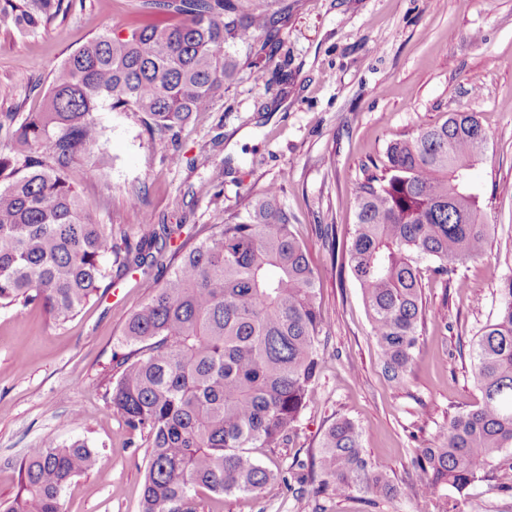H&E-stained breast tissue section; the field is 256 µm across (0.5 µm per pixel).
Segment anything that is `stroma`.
I'll list each match as a JSON object with an SVG mask.
<instances>
[{"instance_id":"1","label":"stroma","mask_w":512,"mask_h":512,"mask_svg":"<svg viewBox=\"0 0 512 512\" xmlns=\"http://www.w3.org/2000/svg\"><path fill=\"white\" fill-rule=\"evenodd\" d=\"M282 48L260 72L243 71L222 100L166 135L130 112H98L95 156L70 180L95 223L137 242L142 211L184 233L221 221L266 186L283 187L292 230L319 272L324 359L317 398L296 423L290 448H256L271 477L256 495L205 498L206 512H438L435 500L404 493L415 449L433 444L449 417L481 398L470 347L512 275V0H288ZM142 0H73L64 20L33 33L0 32V120L41 111L53 72L102 31L154 22ZM471 112L488 148L470 174L482 220L494 231L482 258L449 279L419 264L424 321L412 369L389 381L371 334L362 291L339 271L319 236L348 232L367 168L388 143L452 112ZM180 152L181 166L169 156ZM220 179H212L213 170ZM139 193L140 208L128 197ZM139 270L110 267L98 298L55 324L38 305L0 309V500L19 488L17 464L40 442L86 441L97 468L61 495L64 512H139L149 451L130 445L102 397L114 358L128 353L127 318L146 301ZM351 418L366 457L387 470L399 495L371 506L362 493L333 498L318 481L298 498L286 483L293 461L311 463L322 436ZM460 504L461 512H512V449Z\"/></svg>"}]
</instances>
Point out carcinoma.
<instances>
[{
    "instance_id": "1",
    "label": "carcinoma",
    "mask_w": 512,
    "mask_h": 512,
    "mask_svg": "<svg viewBox=\"0 0 512 512\" xmlns=\"http://www.w3.org/2000/svg\"><path fill=\"white\" fill-rule=\"evenodd\" d=\"M180 18L126 35L105 31L68 56L51 80L46 110L8 130L0 151V308L41 305L56 323L79 314L106 277L105 257L125 269L175 261L168 277L127 320L132 350L104 379L103 398L132 437L150 448L140 512H199L197 493L255 494L270 472L252 448H290L293 423L315 397L322 352L319 277L294 235L273 184L193 245L170 248L178 224L117 242L96 224L69 181L71 165L100 142L101 107L134 112L159 133L224 97L243 67L281 45L285 0H143ZM72 0H0V30L29 33L66 15ZM249 48L240 58L237 49ZM488 135L470 112H452L392 140L359 186L355 223L340 245L320 225L333 259L362 289L383 369L405 381L423 318L419 262L444 277L485 252L491 225L469 170ZM481 393L411 460V495L459 512L458 501L512 448V276L495 318L472 345ZM87 442L42 443L19 464L15 497L0 512H62L61 493L93 470ZM336 498L396 493L367 459L346 418L326 430L317 462ZM451 495L444 494V490Z\"/></svg>"
}]
</instances>
